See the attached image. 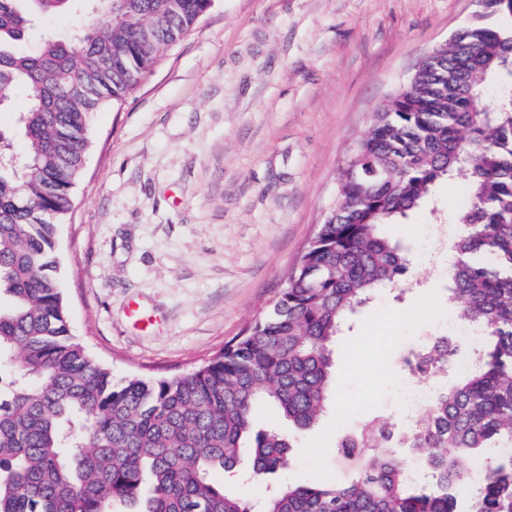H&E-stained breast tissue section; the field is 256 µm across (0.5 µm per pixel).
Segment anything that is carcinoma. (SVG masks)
<instances>
[{"instance_id":"cac0c4a2","label":"carcinoma","mask_w":512,"mask_h":512,"mask_svg":"<svg viewBox=\"0 0 512 512\" xmlns=\"http://www.w3.org/2000/svg\"><path fill=\"white\" fill-rule=\"evenodd\" d=\"M492 2L374 113L272 308L185 375L116 385L70 334L56 224L94 114L130 95L213 0H0V109L27 91L19 159L0 131V512H253L213 478L243 460L257 475L290 466V437L255 429L253 409L273 404L296 431L320 420L343 323L408 269L382 227L457 178L469 201L448 299L482 332L471 367L456 369L446 336L412 351L411 371L445 378L425 417L401 436L366 418L336 444L356 464L347 482L282 485L263 512H512V26L493 23L512 12ZM72 10L86 22L69 39L48 33L37 52L15 51L37 17ZM489 78L501 92L486 104ZM401 447L424 481L396 462Z\"/></svg>"}]
</instances>
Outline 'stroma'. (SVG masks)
<instances>
[{
    "instance_id": "35a3bbf8",
    "label": "stroma",
    "mask_w": 512,
    "mask_h": 512,
    "mask_svg": "<svg viewBox=\"0 0 512 512\" xmlns=\"http://www.w3.org/2000/svg\"><path fill=\"white\" fill-rule=\"evenodd\" d=\"M474 0H214L119 105L93 119L73 206L56 232L70 331L114 382L188 373L267 311L336 202V176L373 115ZM463 179L389 234L408 249L405 292L384 291L333 345L327 413L292 434L274 476L221 475L254 502L274 484L347 482L336 443L370 415L402 425L405 356L444 331L450 215ZM139 302L156 323L138 330ZM401 322L385 343L370 324Z\"/></svg>"
}]
</instances>
